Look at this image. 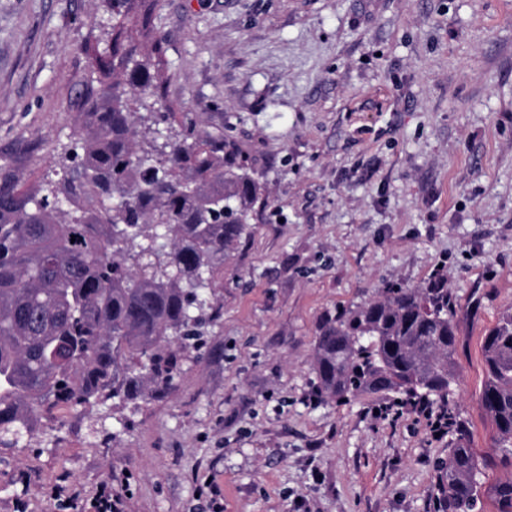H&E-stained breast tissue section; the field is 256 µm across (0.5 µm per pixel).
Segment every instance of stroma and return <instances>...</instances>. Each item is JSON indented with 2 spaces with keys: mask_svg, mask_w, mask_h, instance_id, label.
Returning a JSON list of instances; mask_svg holds the SVG:
<instances>
[{
  "mask_svg": "<svg viewBox=\"0 0 512 512\" xmlns=\"http://www.w3.org/2000/svg\"><path fill=\"white\" fill-rule=\"evenodd\" d=\"M163 98L240 149L265 193L200 350L144 401L54 411L0 447V512H441L458 432L495 461L485 331L512 311V0H156ZM101 0H0V165L27 184L97 72ZM442 278L458 430L394 394L339 403L313 370L337 310Z\"/></svg>",
  "mask_w": 512,
  "mask_h": 512,
  "instance_id": "35a3bbf8",
  "label": "stroma"
}]
</instances>
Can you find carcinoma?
<instances>
[{
	"label": "carcinoma",
	"instance_id": "carcinoma-1",
	"mask_svg": "<svg viewBox=\"0 0 512 512\" xmlns=\"http://www.w3.org/2000/svg\"><path fill=\"white\" fill-rule=\"evenodd\" d=\"M118 23L109 54L87 46L99 74L70 141L24 189L0 167V446L33 437L51 406L144 400L172 388L175 343L198 336V311L231 260L262 187L235 144L195 135L161 102L164 38L151 0H105ZM154 98L149 103L145 97ZM161 111H154L155 104ZM174 118L163 141L137 124ZM454 301L440 278L390 288L317 330L314 370L325 395L397 393L448 408L457 381ZM481 405L499 461L512 467V312L485 333ZM487 460L464 438L439 466L442 512H479ZM512 512V479L492 487Z\"/></svg>",
	"mask_w": 512,
	"mask_h": 512
}]
</instances>
